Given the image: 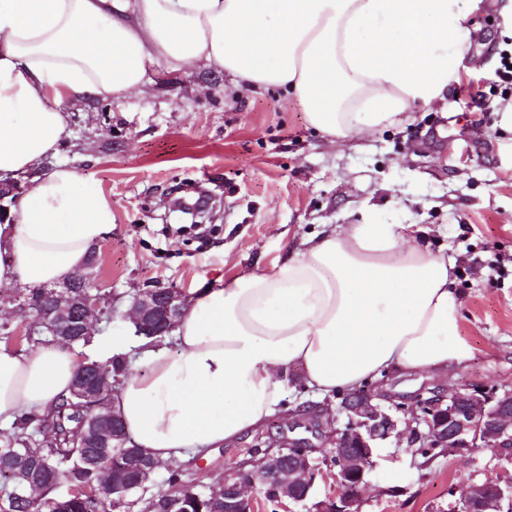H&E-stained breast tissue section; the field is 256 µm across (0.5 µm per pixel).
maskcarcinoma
Wrapping results in <instances>:
<instances>
[{
  "label": "carcinoma",
  "instance_id": "obj_1",
  "mask_svg": "<svg viewBox=\"0 0 512 512\" xmlns=\"http://www.w3.org/2000/svg\"><path fill=\"white\" fill-rule=\"evenodd\" d=\"M101 377L86 397L69 395L42 418L23 417L0 431V512H224L216 483H192L170 464L168 487L149 492L130 448H83L78 422L112 400L129 374L127 357L98 363Z\"/></svg>",
  "mask_w": 512,
  "mask_h": 512
}]
</instances>
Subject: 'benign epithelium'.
<instances>
[{
  "label": "benign epithelium",
  "mask_w": 512,
  "mask_h": 512,
  "mask_svg": "<svg viewBox=\"0 0 512 512\" xmlns=\"http://www.w3.org/2000/svg\"><path fill=\"white\" fill-rule=\"evenodd\" d=\"M16 183L0 182V220L6 215V202L15 200ZM95 259L86 262L84 272L75 275L73 284L83 292L70 295L66 305L44 307L37 299H26L24 306L37 311L30 331L43 327L49 333L70 336L87 335V317L96 315L100 298L90 292L94 287ZM133 325L139 336H163L170 332L184 314V299L172 289H147L136 293L131 303ZM423 413L413 417L414 424L399 428L397 412L382 405L377 395L368 392L344 403L339 413L346 423L330 436L331 457L338 467L336 481L343 492L339 501L317 505L319 512H359L361 489L374 470L376 449L392 438L404 439L408 447L446 448L463 453L473 448H499L512 451V390L501 395L450 391L433 392L422 404ZM100 425L95 443L102 448L122 447L127 442L117 415H99ZM283 448L294 453L291 463L282 455L265 457L260 462L262 480L275 493L274 502L285 499L301 504L312 495L320 469L318 459L311 456V443L304 437L288 440ZM253 471L227 472L221 479L224 490V512H251L252 499L244 495V487L254 481ZM512 500V484L503 487L496 481L468 485L462 498V512H503L504 499Z\"/></svg>",
  "instance_id": "obj_1"
}]
</instances>
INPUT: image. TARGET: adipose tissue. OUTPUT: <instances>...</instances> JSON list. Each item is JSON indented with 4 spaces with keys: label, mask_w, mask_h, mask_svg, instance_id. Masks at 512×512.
<instances>
[{
    "label": "adipose tissue",
    "mask_w": 512,
    "mask_h": 512,
    "mask_svg": "<svg viewBox=\"0 0 512 512\" xmlns=\"http://www.w3.org/2000/svg\"><path fill=\"white\" fill-rule=\"evenodd\" d=\"M484 0H0V179L33 173L0 222V287L79 272L112 232L97 184L46 166L70 135L62 100L87 105L172 75H232L284 89L334 143L444 102ZM417 224H340L269 270L196 290L173 331L177 353L145 345L114 396L126 433L152 458L207 456L262 426L289 371L320 395L391 369L443 374L472 356L460 334L450 259ZM81 360L48 342H0V425L47 414Z\"/></svg>",
    "instance_id": "1"
}]
</instances>
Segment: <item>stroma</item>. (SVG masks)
<instances>
[{"label": "stroma", "instance_id": "35a3bbf8", "mask_svg": "<svg viewBox=\"0 0 512 512\" xmlns=\"http://www.w3.org/2000/svg\"><path fill=\"white\" fill-rule=\"evenodd\" d=\"M468 55L483 72L461 73L447 103L417 108L409 122L330 144L310 127L300 103L282 89L236 87L230 75L166 78L149 66L147 93L120 92L70 110L72 135L56 162L96 181L112 203V233L96 246L97 285L111 295L112 321L98 340L130 336V305L139 290L219 288L246 272L287 258L328 224H418L425 244L454 260L462 300L460 331L473 348L463 366L436 376L385 375L377 394L393 396L401 418L419 411L429 391L503 393L512 389V167L496 106L512 99L503 56L512 30L498 9L470 18ZM481 89L483 107L469 92ZM208 202L212 231L179 237L175 199ZM340 396L320 398L289 376L278 412L240 440L204 458L179 462L184 479L211 482L251 469L255 449L276 450L290 438L289 414L327 407L310 432L312 455L328 456ZM512 482V454L475 448L426 460L390 441L360 497L359 512H446L452 492L472 483Z\"/></svg>", "mask_w": 512, "mask_h": 512}]
</instances>
